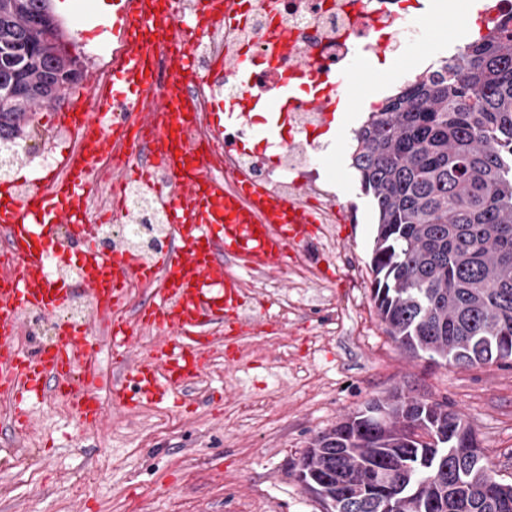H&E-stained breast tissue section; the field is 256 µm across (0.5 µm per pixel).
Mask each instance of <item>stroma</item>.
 I'll use <instances>...</instances> for the list:
<instances>
[{
  "instance_id": "stroma-1",
  "label": "stroma",
  "mask_w": 512,
  "mask_h": 512,
  "mask_svg": "<svg viewBox=\"0 0 512 512\" xmlns=\"http://www.w3.org/2000/svg\"><path fill=\"white\" fill-rule=\"evenodd\" d=\"M469 2L457 0L459 19L447 37L423 34L386 52L389 69L370 73L349 111H362L386 74L404 87L465 46L471 31L460 19ZM56 20L84 75L108 63L111 40L92 43L75 19ZM313 165L337 216L312 237L318 279H302L296 251L284 272L251 274L256 288L240 314L261 328L239 341L238 362L211 366L204 389L192 390L183 408H109L101 430L88 432L52 399L34 402L30 468L16 469L0 454V512H325L297 478L303 453L318 434L396 389L449 403L500 477L512 480V367L434 365L403 352L371 300L377 219L349 142L315 156ZM165 415L176 427L155 433Z\"/></svg>"
}]
</instances>
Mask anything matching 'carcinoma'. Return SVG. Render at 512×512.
<instances>
[{
  "instance_id": "obj_1",
  "label": "carcinoma",
  "mask_w": 512,
  "mask_h": 512,
  "mask_svg": "<svg viewBox=\"0 0 512 512\" xmlns=\"http://www.w3.org/2000/svg\"><path fill=\"white\" fill-rule=\"evenodd\" d=\"M48 0H0V142L81 72ZM376 208L372 300L387 333L433 364L512 363V19L417 75L353 131ZM298 479L326 512H512V483L446 403L398 391L318 435Z\"/></svg>"
}]
</instances>
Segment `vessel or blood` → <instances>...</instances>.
Returning <instances> with one entry per match:
<instances>
[{
    "label": "vessel or blood",
    "mask_w": 512,
    "mask_h": 512,
    "mask_svg": "<svg viewBox=\"0 0 512 512\" xmlns=\"http://www.w3.org/2000/svg\"><path fill=\"white\" fill-rule=\"evenodd\" d=\"M118 2L112 31L123 50L112 65L110 86L90 87L68 111L53 114L55 123L73 130L76 147L64 153L59 173L0 202V235L11 245L9 269L0 273V394L12 399L11 427L17 433L31 425L32 401L46 395L69 398L71 411L88 428H100L101 378L92 370L102 339L94 331L98 324L107 329L105 339L121 356L112 383L114 406L132 409L182 394L211 365L215 341L208 329L239 316L242 288L235 268L283 271L289 250L310 239L316 221L299 197L277 196L247 173L236 174L233 188L223 187L208 167L206 149L187 135L193 110L187 87L172 93L132 80L145 56L141 36L156 29L166 30L177 46L180 71H196L195 44L211 17L209 0H198L193 11L181 15L146 14L138 0ZM257 64L243 49L216 60L212 69L247 76ZM367 69L364 48L355 47L339 81L343 94L351 93L356 77ZM146 96L154 103V119L141 139L143 159L134 177L157 196L168 236L166 248L149 262L123 248L101 251L94 226L69 206L95 184L96 160L83 154L80 144L91 136L102 142L125 136V128L111 120L113 101L132 103ZM260 105L273 116L270 134L281 135L296 110L292 83L279 80L264 94L245 88L235 110L245 116ZM63 232L79 246L64 257L66 263L82 266L95 260L98 274L33 287L27 275L32 262L61 255L58 237ZM131 279L149 288L150 295L132 317L113 320ZM79 295L90 299L92 320L79 324L62 319L68 302ZM32 311L56 322L54 349L19 346L26 328L23 316ZM155 325L166 328L167 336L154 341L146 359H136L140 329Z\"/></svg>",
    "instance_id": "vessel-or-blood-1"
}]
</instances>
